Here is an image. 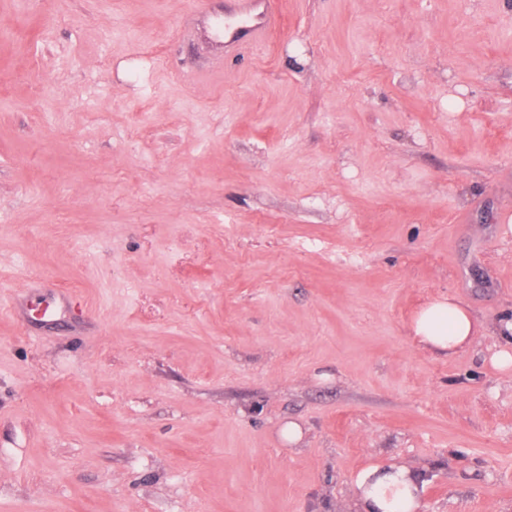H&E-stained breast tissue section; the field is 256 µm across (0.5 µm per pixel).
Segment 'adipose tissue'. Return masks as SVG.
Here are the masks:
<instances>
[{
    "instance_id": "ef3b65f1",
    "label": "adipose tissue",
    "mask_w": 512,
    "mask_h": 512,
    "mask_svg": "<svg viewBox=\"0 0 512 512\" xmlns=\"http://www.w3.org/2000/svg\"><path fill=\"white\" fill-rule=\"evenodd\" d=\"M411 329L421 347L445 354L470 346L480 331L470 309L451 296L425 304ZM424 491V480L411 468L395 462L372 463L354 481L352 510L420 512Z\"/></svg>"
}]
</instances>
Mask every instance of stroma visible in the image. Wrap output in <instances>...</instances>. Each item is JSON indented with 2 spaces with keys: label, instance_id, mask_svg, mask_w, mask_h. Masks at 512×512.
Here are the masks:
<instances>
[{
  "label": "stroma",
  "instance_id": "35a3bbf8",
  "mask_svg": "<svg viewBox=\"0 0 512 512\" xmlns=\"http://www.w3.org/2000/svg\"><path fill=\"white\" fill-rule=\"evenodd\" d=\"M279 2L0 0V512H512V0ZM236 8L224 16V25L211 24L212 18L203 1L199 12L201 36L216 44L237 46L241 43L264 44L279 29L281 16L274 0H233ZM411 329L421 347L448 355L470 346L480 331L470 309L451 296L425 304L413 319ZM493 336H500L503 343L492 356V362L501 369L512 367V319L506 318L493 330ZM424 491V480L406 465L372 463L354 481L352 512H417Z\"/></svg>",
  "mask_w": 512,
  "mask_h": 512
}]
</instances>
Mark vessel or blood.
Masks as SVG:
<instances>
[{
  "label": "vessel or blood",
  "mask_w": 512,
  "mask_h": 512,
  "mask_svg": "<svg viewBox=\"0 0 512 512\" xmlns=\"http://www.w3.org/2000/svg\"><path fill=\"white\" fill-rule=\"evenodd\" d=\"M235 9L225 14L223 22L211 23L209 8L199 12L200 31L204 39L231 47L241 43L268 42L279 29L281 16L275 0H234Z\"/></svg>",
  "instance_id": "vessel-or-blood-1"
}]
</instances>
